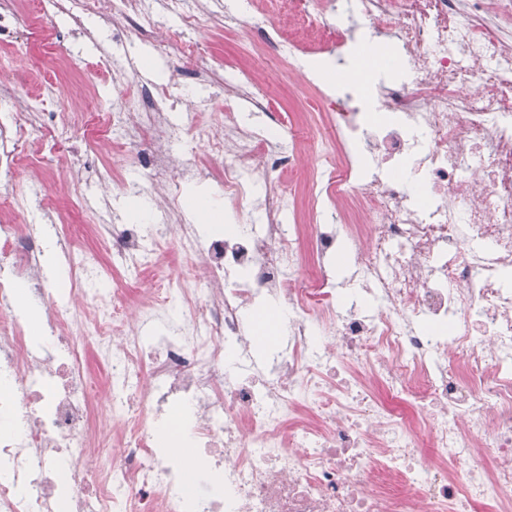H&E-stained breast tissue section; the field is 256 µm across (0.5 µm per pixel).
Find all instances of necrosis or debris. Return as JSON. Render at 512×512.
I'll return each instance as SVG.
<instances>
[{
  "label": "necrosis or debris",
  "mask_w": 512,
  "mask_h": 512,
  "mask_svg": "<svg viewBox=\"0 0 512 512\" xmlns=\"http://www.w3.org/2000/svg\"><path fill=\"white\" fill-rule=\"evenodd\" d=\"M359 4L376 28L395 31L409 73L365 98L347 87L320 99L338 135L321 144L309 195L316 208L353 198L364 223H313L299 236L285 224L292 192L266 175L293 161L279 149L291 131L278 114L261 134L231 112L223 135L195 128L221 164L226 199L244 198L245 174L265 177L263 223L204 239L171 194L167 146L185 129L163 108L167 89L110 103L86 96L73 122L47 131L45 153L61 154L72 173L84 116L117 146L131 130L152 131L140 191L199 264L148 290L139 319L170 324L149 343L128 323L122 289L101 287L88 252L67 253V299L44 298L47 352L0 309V512H55L63 500L69 512H512V39L485 21L493 7L512 13V0ZM286 5L300 31L271 25L274 55L299 56L304 35L337 50L348 43L329 19L334 0ZM86 14L118 38L159 30L153 0H76L73 23ZM32 117L28 105L0 115L1 173L34 165ZM357 140L379 170L358 187L346 150ZM39 190L0 189V211L16 217L0 224L4 303L17 278L53 285L23 222ZM344 234L365 296L343 310L327 268L307 278L300 252L324 262ZM100 238L127 274L155 264L139 225L104 227ZM270 298L290 311L287 344L240 374L252 360L244 312ZM103 387L108 421L94 412ZM175 406L193 413L190 440L208 463L192 484L152 429Z\"/></svg>",
  "instance_id": "4bbe7bcc"
}]
</instances>
